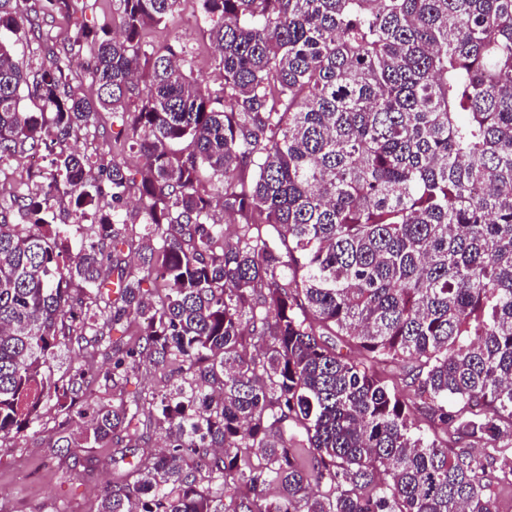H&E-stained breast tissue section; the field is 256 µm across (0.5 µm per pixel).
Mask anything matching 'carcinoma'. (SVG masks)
I'll return each instance as SVG.
<instances>
[{
    "label": "carcinoma",
    "instance_id": "cac0c4a2",
    "mask_svg": "<svg viewBox=\"0 0 512 512\" xmlns=\"http://www.w3.org/2000/svg\"><path fill=\"white\" fill-rule=\"evenodd\" d=\"M46 2L61 47L0 0V32L43 53L32 68L0 36V163L51 156L34 193L0 200V442L53 409L58 441L104 448L147 404L165 449L112 458L97 512H496L512 453L469 449L512 432V0H195L215 95L180 41L146 39L187 0H112L96 25L86 0ZM102 110L120 153L67 147ZM132 194L136 272L111 263ZM65 201L85 230L53 223ZM155 269L166 287L143 288ZM73 340L112 350L107 382L140 365L178 381L89 416L91 367H51Z\"/></svg>",
    "mask_w": 512,
    "mask_h": 512
}]
</instances>
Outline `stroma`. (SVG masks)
<instances>
[{"instance_id": "stroma-1", "label": "stroma", "mask_w": 512, "mask_h": 512, "mask_svg": "<svg viewBox=\"0 0 512 512\" xmlns=\"http://www.w3.org/2000/svg\"><path fill=\"white\" fill-rule=\"evenodd\" d=\"M174 33L194 55L195 76L204 88L218 92L220 73L198 14L189 8L181 12ZM164 383L161 374L136 370L119 384L98 383L91 405H127ZM58 422L56 412H48L45 425L20 433L0 448V512H94L100 488L113 477L112 450L86 447L77 434L70 447H54L50 428Z\"/></svg>"}]
</instances>
